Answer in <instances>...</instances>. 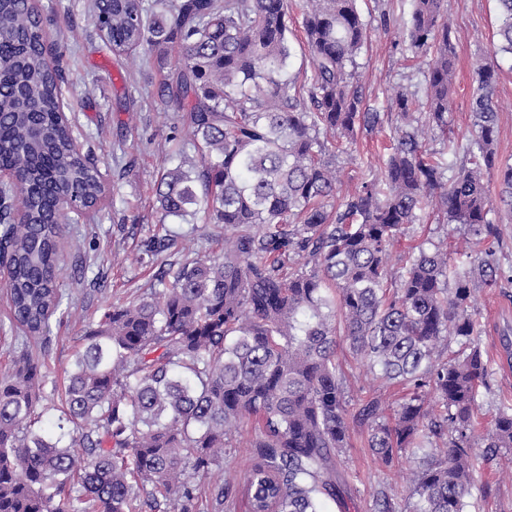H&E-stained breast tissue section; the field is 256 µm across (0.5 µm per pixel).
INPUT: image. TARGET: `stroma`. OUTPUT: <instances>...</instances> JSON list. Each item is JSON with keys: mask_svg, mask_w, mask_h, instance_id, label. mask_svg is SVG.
Returning a JSON list of instances; mask_svg holds the SVG:
<instances>
[{"mask_svg": "<svg viewBox=\"0 0 512 512\" xmlns=\"http://www.w3.org/2000/svg\"><path fill=\"white\" fill-rule=\"evenodd\" d=\"M34 3L51 32L48 57L60 62L65 112L73 135L105 176L114 179L113 200L104 204L96 223L65 224L57 275L63 312L51 319L46 344L30 345L33 354L44 360L45 396L57 399L73 366L80 336L112 299L139 297L163 266L180 263L189 254L176 244L154 261L139 260L143 241L159 229L154 184L164 169L176 164L169 156V139L174 136L188 143L192 136L188 128L174 126L171 112L151 99L165 75L154 55L140 50L131 56H113L92 21L87 0ZM358 6L368 24V39L351 70L366 105L383 112L384 122L373 132H360L351 153L336 157V175L344 195L354 192L368 174L379 173L382 145L396 125L392 95L401 87L422 90L426 69L424 60L413 58L404 43L412 0H358ZM447 8L455 51L447 137L462 145L470 142L475 121L470 110L475 69L479 62H493L499 70L494 96L498 157L501 163L512 165V54L498 49L497 0H447ZM119 148L124 150L130 169L117 178L113 166ZM497 229V238L468 247L456 225L423 218L407 227L388 266L393 274H400L405 250L423 240L451 250L465 249L472 255L493 249L499 282L496 287L481 288L475 302L482 325L480 345L490 361L491 375L478 398L472 494L477 497L482 488H490L484 512H512V462L503 459L489 464L483 459L484 437L492 419L512 404V363L504 351L505 341H512V220L502 219ZM344 369L350 402L373 394L392 406L402 395L398 386L366 365L350 360ZM366 432V427L352 425L350 446L339 464L344 478L342 496L349 512H371L378 490L402 498L409 491L411 467L404 462L387 467L375 460Z\"/></svg>", "mask_w": 512, "mask_h": 512, "instance_id": "obj_1", "label": "stroma"}]
</instances>
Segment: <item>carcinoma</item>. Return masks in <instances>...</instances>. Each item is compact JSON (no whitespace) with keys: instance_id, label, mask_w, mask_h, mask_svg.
I'll return each instance as SVG.
<instances>
[{"instance_id":"1","label":"carcinoma","mask_w":512,"mask_h":512,"mask_svg":"<svg viewBox=\"0 0 512 512\" xmlns=\"http://www.w3.org/2000/svg\"><path fill=\"white\" fill-rule=\"evenodd\" d=\"M498 2L499 50L512 53V0ZM91 9L115 55L146 46L164 66L179 48L152 100L175 104L193 154L169 138L181 162L156 183L158 223L213 215L224 247L112 302L81 337L58 406L42 404L46 375L22 344L0 378V512H199L194 477L220 467L234 443L252 461L247 512H322L323 498L341 503L338 458L352 422L367 427L384 466L420 455L411 507L379 492L372 512H466L490 377L474 295L497 284L498 269L438 246L408 251L396 277L388 259L428 208L472 241L489 236L491 173L512 199V165L497 153V66L476 69L470 165L446 179L458 143L444 140L445 163L418 138L421 126L448 133L446 0H413L406 40L426 59L425 100L396 91L381 173L338 202L329 157L382 124L348 70L367 37L357 0H302L313 70L301 81L290 71L286 0H169L161 14L148 0H91ZM0 31V166L26 187L25 223L0 214L5 281L12 323L43 341L62 305L55 198L79 193L93 223L105 176L62 116L61 74L32 0H0ZM174 243L155 233L145 253ZM343 349L406 389L390 417L376 396L350 408ZM485 447L487 463L512 454V412L495 416ZM209 496L213 512H236L233 483Z\"/></svg>"}]
</instances>
